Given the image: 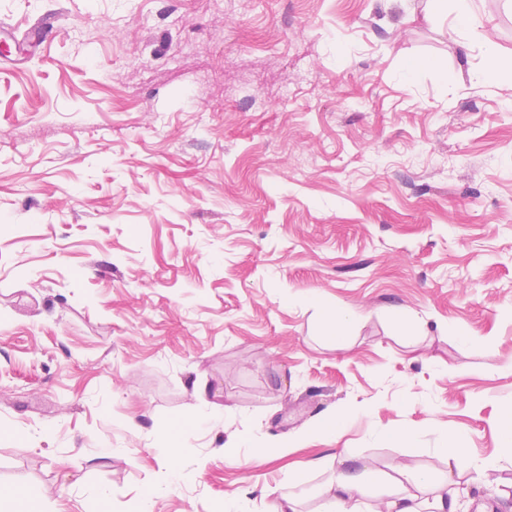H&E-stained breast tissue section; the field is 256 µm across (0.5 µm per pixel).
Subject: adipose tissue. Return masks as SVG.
<instances>
[{
	"mask_svg": "<svg viewBox=\"0 0 512 512\" xmlns=\"http://www.w3.org/2000/svg\"><path fill=\"white\" fill-rule=\"evenodd\" d=\"M394 490L378 512H457L458 497L436 493L428 473L403 466L393 479ZM362 484L340 474L324 491L320 512H362Z\"/></svg>",
	"mask_w": 512,
	"mask_h": 512,
	"instance_id": "ef3b65f1",
	"label": "adipose tissue"
}]
</instances>
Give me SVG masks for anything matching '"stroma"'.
Instances as JSON below:
<instances>
[{
  "mask_svg": "<svg viewBox=\"0 0 512 512\" xmlns=\"http://www.w3.org/2000/svg\"><path fill=\"white\" fill-rule=\"evenodd\" d=\"M472 8L465 36L443 0H0L61 16L0 60V483L33 512H317L340 467L373 506L438 449L498 457L512 76L484 69L512 0ZM315 296L360 313L347 347ZM494 478L462 512H512Z\"/></svg>",
  "mask_w": 512,
  "mask_h": 512,
  "instance_id": "35a3bbf8",
  "label": "stroma"
}]
</instances>
